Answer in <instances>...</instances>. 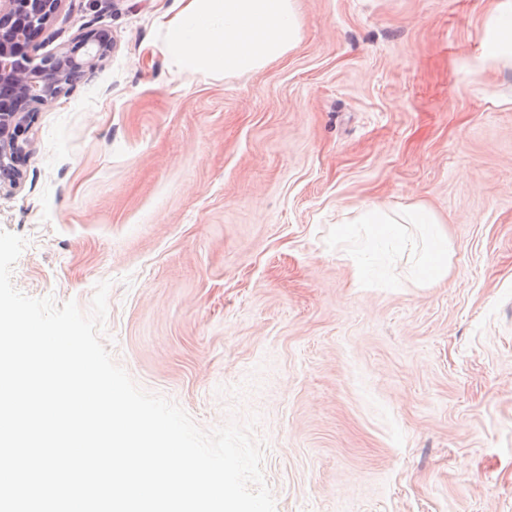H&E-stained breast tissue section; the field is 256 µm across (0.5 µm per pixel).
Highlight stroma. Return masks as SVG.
Segmentation results:
<instances>
[{
  "instance_id": "stroma-1",
  "label": "stroma",
  "mask_w": 512,
  "mask_h": 512,
  "mask_svg": "<svg viewBox=\"0 0 512 512\" xmlns=\"http://www.w3.org/2000/svg\"><path fill=\"white\" fill-rule=\"evenodd\" d=\"M180 0H64L35 38L112 50L39 108L0 229L13 284L90 311L141 389L202 429L258 414L276 512H512V69L489 0H298L264 68L177 69ZM430 209L447 278L351 260L360 203ZM483 54L477 66L512 67V3L497 2L490 11L482 33Z\"/></svg>"
}]
</instances>
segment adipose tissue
Segmentation results:
<instances>
[{
	"label": "adipose tissue",
	"instance_id": "ef3b65f1",
	"mask_svg": "<svg viewBox=\"0 0 512 512\" xmlns=\"http://www.w3.org/2000/svg\"><path fill=\"white\" fill-rule=\"evenodd\" d=\"M297 0H184L163 22L164 48L175 65L201 76L242 74L282 57L301 40ZM479 68L512 67V0H496L482 33ZM352 223L390 228L391 241L415 251L411 224L423 225L427 245L417 267L426 281L448 274L449 242L436 216L412 206L399 210L370 204L352 212Z\"/></svg>",
	"mask_w": 512,
	"mask_h": 512
}]
</instances>
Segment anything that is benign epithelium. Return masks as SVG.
<instances>
[{"mask_svg": "<svg viewBox=\"0 0 512 512\" xmlns=\"http://www.w3.org/2000/svg\"><path fill=\"white\" fill-rule=\"evenodd\" d=\"M64 0H0V184L19 183L20 162L29 152L24 134L40 107L50 106L74 83L92 75L112 49L93 31L39 57L32 38L50 27Z\"/></svg>", "mask_w": 512, "mask_h": 512, "instance_id": "benign-epithelium-1", "label": "benign epithelium"}]
</instances>
